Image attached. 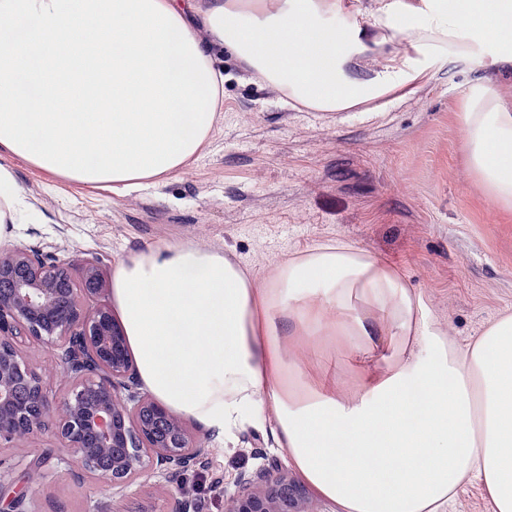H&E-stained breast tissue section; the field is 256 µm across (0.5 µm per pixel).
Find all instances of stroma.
<instances>
[{"label":"stroma","mask_w":512,"mask_h":512,"mask_svg":"<svg viewBox=\"0 0 512 512\" xmlns=\"http://www.w3.org/2000/svg\"><path fill=\"white\" fill-rule=\"evenodd\" d=\"M472 39L466 62H439L432 80L382 111L364 104L337 115L266 97L265 83L240 69L231 50L214 47L224 73L220 120L177 174L118 197L0 153L35 212L15 244L40 247L77 272L94 263L108 281L116 264L149 247L192 242L222 248L264 288L276 267L342 241L395 270L448 345L465 349L490 321L512 314V208L487 199L461 123L469 87L490 74L499 50L491 34ZM22 353L50 393L65 390L53 347L26 342ZM286 355L344 399L375 369L339 345L315 348L306 336L289 337ZM200 437L209 466L186 473L182 486L203 500L204 512H224L239 472L269 459L298 475L264 429L230 441L206 429ZM61 452L47 432L0 445V469L37 512H93L107 500L119 512H172L173 489L158 477L113 494L94 477L38 468Z\"/></svg>","instance_id":"stroma-1"}]
</instances>
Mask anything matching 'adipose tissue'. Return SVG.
Wrapping results in <instances>:
<instances>
[{"instance_id": "obj_1", "label": "adipose tissue", "mask_w": 512, "mask_h": 512, "mask_svg": "<svg viewBox=\"0 0 512 512\" xmlns=\"http://www.w3.org/2000/svg\"><path fill=\"white\" fill-rule=\"evenodd\" d=\"M203 57L223 45L242 68L316 112L382 109L428 81L441 59L468 57L464 30L494 35L495 65L512 67V0H159ZM399 33L384 50L368 28ZM207 40H199V32ZM378 69L355 75L360 57ZM464 147L487 196L512 206V104L491 82L472 89ZM31 206L0 164V246ZM112 302L142 386L164 407L224 438L269 431L304 479L343 512H446L478 480L493 512H512V314L466 350L448 347L419 297L361 249L336 242L280 266L254 287L223 250L190 242L148 248L112 271ZM336 337L359 359L383 353L351 399L337 398L285 359L282 324Z\"/></svg>"}]
</instances>
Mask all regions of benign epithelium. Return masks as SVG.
<instances>
[{"instance_id":"7a95c632","label":"benign epithelium","mask_w":512,"mask_h":512,"mask_svg":"<svg viewBox=\"0 0 512 512\" xmlns=\"http://www.w3.org/2000/svg\"><path fill=\"white\" fill-rule=\"evenodd\" d=\"M104 288L96 266L70 264L36 249L0 251V443L48 431L75 474L124 488L155 474L178 481L204 466L206 450L188 425L139 391L119 322L89 301ZM56 349L68 387L49 395L19 351L24 341ZM109 457L103 463V457ZM0 471V512H30ZM224 512H313L306 487L277 460L237 480Z\"/></svg>"}]
</instances>
